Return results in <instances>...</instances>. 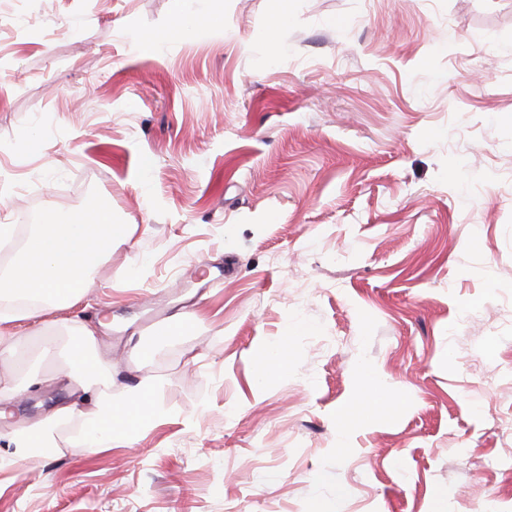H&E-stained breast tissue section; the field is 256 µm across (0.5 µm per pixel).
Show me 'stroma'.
Listing matches in <instances>:
<instances>
[{"mask_svg": "<svg viewBox=\"0 0 512 512\" xmlns=\"http://www.w3.org/2000/svg\"><path fill=\"white\" fill-rule=\"evenodd\" d=\"M186 6L219 24L0 0V222L127 225L83 313L113 398L164 410L0 469V512H512V0ZM24 333L13 426L69 398ZM363 365L392 397L340 449ZM288 336H282L279 343L272 347L268 353L267 359L258 365L257 376L260 380H264L269 375V369L274 366L276 369H284L288 366Z\"/></svg>", "mask_w": 512, "mask_h": 512, "instance_id": "1", "label": "stroma"}]
</instances>
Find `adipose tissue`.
Listing matches in <instances>:
<instances>
[{"label":"adipose tissue","instance_id":"1","mask_svg":"<svg viewBox=\"0 0 512 512\" xmlns=\"http://www.w3.org/2000/svg\"><path fill=\"white\" fill-rule=\"evenodd\" d=\"M126 232V225L113 223L104 208L45 224H0V252L10 258L0 271V364L14 363L22 343L16 327L25 322L40 325L44 355H57L58 335L68 336L71 344L67 369L55 376L69 388L70 401L42 420L0 429V441L16 456L51 447L50 425L68 423L81 431L68 443V453L89 458L122 441L146 419L140 409L115 404L111 356L96 353L95 328L69 315L92 287L96 265Z\"/></svg>","mask_w":512,"mask_h":512}]
</instances>
